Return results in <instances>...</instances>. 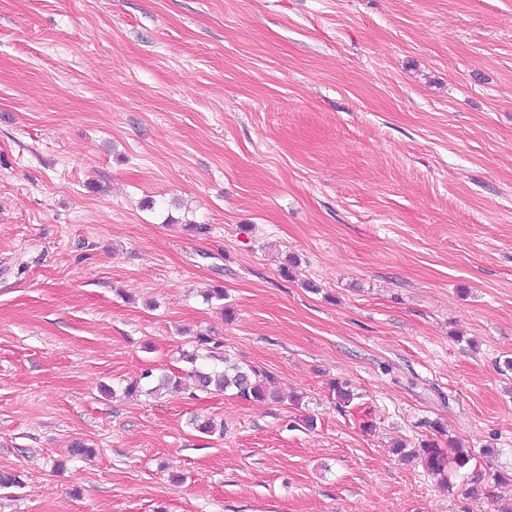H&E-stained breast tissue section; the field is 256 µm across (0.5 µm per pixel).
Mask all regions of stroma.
Here are the masks:
<instances>
[{
	"instance_id": "stroma-1",
	"label": "stroma",
	"mask_w": 512,
	"mask_h": 512,
	"mask_svg": "<svg viewBox=\"0 0 512 512\" xmlns=\"http://www.w3.org/2000/svg\"><path fill=\"white\" fill-rule=\"evenodd\" d=\"M509 359L512 0H0V512H498ZM194 343L190 350L182 351L183 360L192 365L188 377L193 388L202 392L214 390L225 393L230 390L245 400L276 398L266 385L267 374L251 365L232 361L224 351H219L224 347L222 343L205 334H199ZM204 359L213 361V365L197 367V361ZM403 445H398L396 448L397 454H400V459L409 461L412 458L420 457L426 470L434 477H439L440 482L449 488L447 477H445V455L437 448L434 443H424L417 453H404Z\"/></svg>"
}]
</instances>
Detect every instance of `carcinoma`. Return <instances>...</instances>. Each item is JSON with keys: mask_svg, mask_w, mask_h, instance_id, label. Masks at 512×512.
<instances>
[{"mask_svg": "<svg viewBox=\"0 0 512 512\" xmlns=\"http://www.w3.org/2000/svg\"><path fill=\"white\" fill-rule=\"evenodd\" d=\"M223 344L215 342L205 334L196 337L191 349L182 351L185 362L193 365L188 374L194 388L198 391L209 392L211 390L234 392L241 399L265 400L272 397L267 385V375L261 373L255 367L233 361L222 352ZM335 393L336 407L339 409L350 406L359 398L350 386L344 382H335L332 385ZM396 452L400 459L408 461L412 458H420L426 470L440 479L444 485L448 484L445 477V467H453L457 470L465 468L471 458L463 455L458 448H448V453H443L435 444L425 443L416 452L405 453L403 446L399 445ZM465 494L478 497L485 494V475L474 471L467 478Z\"/></svg>", "mask_w": 512, "mask_h": 512, "instance_id": "obj_1", "label": "carcinoma"}]
</instances>
